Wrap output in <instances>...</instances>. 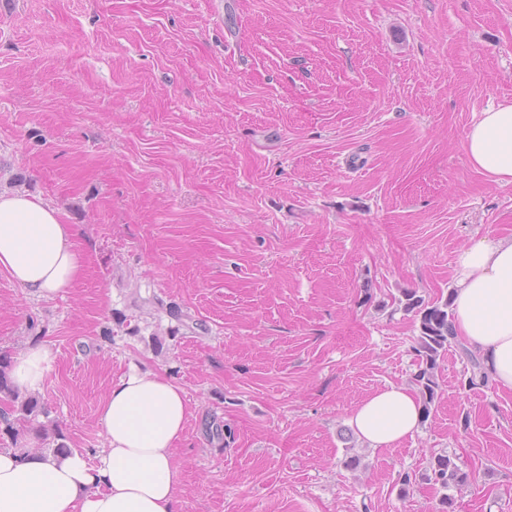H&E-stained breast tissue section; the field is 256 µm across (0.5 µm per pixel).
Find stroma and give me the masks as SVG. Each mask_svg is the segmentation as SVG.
Segmentation results:
<instances>
[{"mask_svg": "<svg viewBox=\"0 0 512 512\" xmlns=\"http://www.w3.org/2000/svg\"><path fill=\"white\" fill-rule=\"evenodd\" d=\"M503 102L512 0H0V190L86 256L49 300L0 273V354L51 346L36 397L93 453L114 380L180 384L177 512H512V393L461 388L458 349L415 437H340L418 371L403 290L449 298L512 233L464 149ZM441 453L470 475L447 511Z\"/></svg>", "mask_w": 512, "mask_h": 512, "instance_id": "35a3bbf8", "label": "stroma"}]
</instances>
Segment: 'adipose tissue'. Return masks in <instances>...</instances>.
Returning a JSON list of instances; mask_svg holds the SVG:
<instances>
[{
  "instance_id": "obj_1",
  "label": "adipose tissue",
  "mask_w": 512,
  "mask_h": 512,
  "mask_svg": "<svg viewBox=\"0 0 512 512\" xmlns=\"http://www.w3.org/2000/svg\"><path fill=\"white\" fill-rule=\"evenodd\" d=\"M470 167L512 184V104L482 112L465 143ZM76 227L57 209L23 193H0V272L31 297L49 299L72 287L84 269ZM454 326L478 353L499 390L512 392V235L463 248L453 273ZM54 352L28 345L10 377L22 393L41 391ZM192 411L180 385L154 371L112 383L99 406L106 446L54 458L0 448V512H177L181 470L173 450ZM422 405L410 387L391 384L357 405L349 419L370 447L391 448L414 436Z\"/></svg>"
}]
</instances>
